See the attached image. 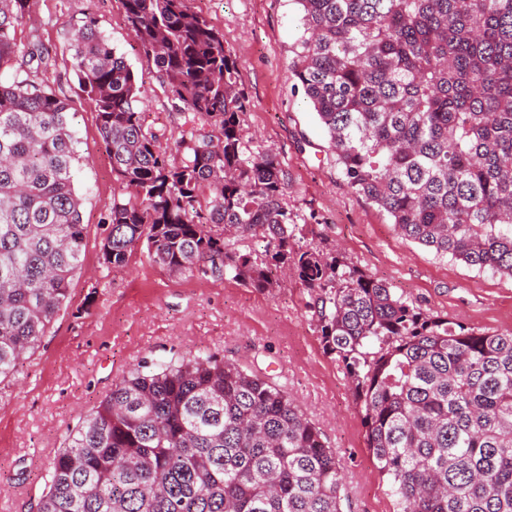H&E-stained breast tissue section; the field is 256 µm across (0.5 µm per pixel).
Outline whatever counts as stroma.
<instances>
[{"label": "stroma", "instance_id": "1", "mask_svg": "<svg viewBox=\"0 0 512 512\" xmlns=\"http://www.w3.org/2000/svg\"><path fill=\"white\" fill-rule=\"evenodd\" d=\"M224 34L240 71L241 124L249 155L268 154L301 245L387 283L423 312L488 333L512 331V278L480 271L399 237L385 213L348 184L291 67L303 29L295 0H187ZM94 17L125 56L141 90L146 123L161 144L190 126L173 107L155 67L138 52L122 0H33L17 33L53 56L49 86L70 99L77 133L76 188L82 198L84 270L37 350L0 381V512H32L69 433L130 370L211 353L279 385L325 435L343 477V512H395L391 486L367 446L363 413L345 370L327 355L309 295L278 273L270 291L232 278L172 273L146 252L105 266L101 244L121 185L96 128L93 102L73 69L74 27Z\"/></svg>", "mask_w": 512, "mask_h": 512}]
</instances>
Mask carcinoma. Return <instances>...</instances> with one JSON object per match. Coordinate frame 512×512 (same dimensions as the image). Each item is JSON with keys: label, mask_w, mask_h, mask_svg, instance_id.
Instances as JSON below:
<instances>
[{"label": "carcinoma", "mask_w": 512, "mask_h": 512, "mask_svg": "<svg viewBox=\"0 0 512 512\" xmlns=\"http://www.w3.org/2000/svg\"><path fill=\"white\" fill-rule=\"evenodd\" d=\"M292 70L357 193L398 234L512 277V0H295ZM140 54L198 125L166 147L133 70L96 20L75 32L79 86L122 192L104 264L146 248L172 273L307 289L326 354L351 378L396 512H512V332L422 312L383 281L298 245L268 155L245 157L239 69L186 0H122ZM0 0V378L69 298L82 264L70 100L48 47ZM245 238L262 242L241 253ZM335 452L271 381L212 354L143 361L73 429L37 512H342Z\"/></svg>", "instance_id": "carcinoma-1"}]
</instances>
